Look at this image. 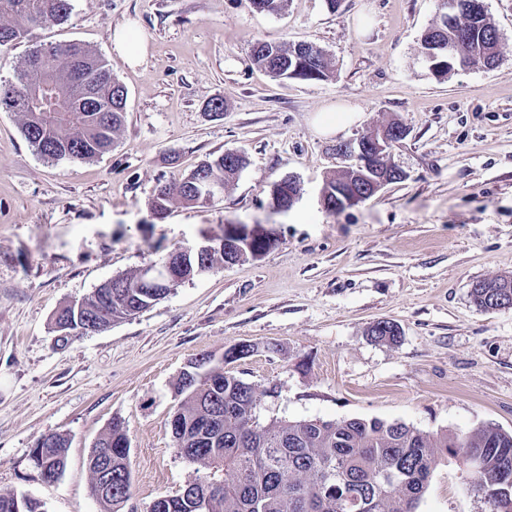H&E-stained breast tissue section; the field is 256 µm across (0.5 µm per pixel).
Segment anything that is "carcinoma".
Here are the masks:
<instances>
[{
  "instance_id": "cac0c4a2",
  "label": "carcinoma",
  "mask_w": 512,
  "mask_h": 512,
  "mask_svg": "<svg viewBox=\"0 0 512 512\" xmlns=\"http://www.w3.org/2000/svg\"><path fill=\"white\" fill-rule=\"evenodd\" d=\"M459 14L452 25H434L421 37L420 53L434 52L432 63L446 75L448 55L469 67L490 69L499 61L500 34L488 15L468 10L469 0H458ZM70 0H0V49L28 36L44 23L69 19ZM269 42L252 44V61L274 79H293L299 70L305 80H324L331 68L327 59H298L290 46L265 54ZM53 67L84 63L81 81L64 92L46 93L43 119L34 124L21 112V133L41 155L57 160L66 148L67 160L86 162L111 150L114 136L125 120L126 106L112 97V64L78 42L50 46ZM47 74L24 62L4 94L20 95L46 83ZM227 154L213 156L180 181L161 186L151 201L155 211L171 204H197L196 179L235 180L246 167L244 155L225 163ZM345 170L328 177L323 189L334 199L350 189ZM109 300L99 286L76 308L70 304L55 314L54 324L75 323L81 336L101 331L158 301L151 289L138 284L133 271L110 279ZM512 294V277L482 281L470 292L474 304L498 310V300ZM181 397L176 425L171 429L175 447L185 459L198 464L205 476L188 481L172 496L167 512H200L197 498L207 490L212 512H417L438 462L451 455L472 476V490L484 505L482 512H512V433L495 426H479L450 435L431 434L402 422L380 419L280 420L262 426L256 421L260 395L254 385L224 370L210 353L190 362L174 385ZM68 439L61 433L43 434L31 452L41 462L31 464L47 484L63 474ZM129 440L125 423L114 418L94 444L87 465L91 476L110 478L112 492L93 493L101 512H124L132 497ZM0 512H44L40 501L16 492L0 491Z\"/></svg>"
}]
</instances>
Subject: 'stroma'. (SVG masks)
I'll return each mask as SVG.
<instances>
[{"label":"stroma","mask_w":512,"mask_h":512,"mask_svg":"<svg viewBox=\"0 0 512 512\" xmlns=\"http://www.w3.org/2000/svg\"><path fill=\"white\" fill-rule=\"evenodd\" d=\"M68 22L33 29L0 52V85L33 48L82 43L109 60L127 92L112 150L90 162L52 160L0 111V491L45 512H100L87 457L118 417L130 443L129 512H149L196 475L176 453L174 384L188 361L258 345L229 369L262 397L257 421L379 418L421 431L482 425L512 432V309L486 312L474 282L512 275V0H485L500 61L433 73L420 55L437 0H288L278 14L247 0H71ZM129 29L140 65L116 52ZM311 42L331 59L323 81L276 80L251 44ZM222 100V114L208 109ZM321 112H356L330 135ZM398 122L409 130L389 160L404 181L336 213L323 182L349 161L339 144ZM227 151L248 164L203 206L152 216L157 186ZM294 177L301 194L277 212L269 186ZM270 233L260 258L175 284L106 330L56 341L61 306L157 262L225 225ZM396 323V342L368 334ZM278 351H268V344ZM70 439L55 483L28 464L35 440ZM455 459L434 470L418 512H481Z\"/></svg>","instance_id":"35a3bbf8"}]
</instances>
